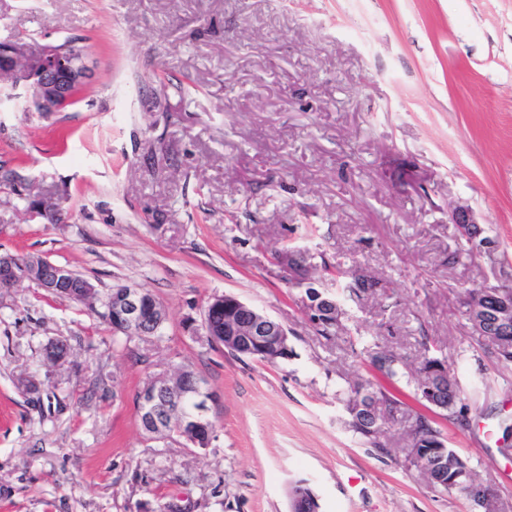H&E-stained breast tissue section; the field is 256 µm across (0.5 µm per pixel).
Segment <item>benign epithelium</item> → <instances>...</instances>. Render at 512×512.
Masks as SVG:
<instances>
[{
	"mask_svg": "<svg viewBox=\"0 0 512 512\" xmlns=\"http://www.w3.org/2000/svg\"><path fill=\"white\" fill-rule=\"evenodd\" d=\"M87 51L72 43L70 45L43 44L33 51L27 45L4 43L0 45V79L11 83V87L25 86L32 93L34 104L40 112H58L70 101L74 88L90 79ZM454 224L465 225V231L474 239L481 238V230L472 211L458 205L450 212ZM25 280L39 285L44 290L75 287L73 270L53 263L45 258L33 260L27 268L20 270L6 256H0V286L8 288ZM106 310L112 315L115 332L121 335L158 331L162 325L164 308L147 300L141 289L130 286L116 288L104 298ZM216 309L234 307L244 310L248 319L233 321L224 327L226 348L238 351L247 349L271 360L278 358L281 340L288 336L286 328L270 316L247 305L233 295H216L209 301ZM494 315L498 330L512 325V303L494 304ZM336 300L318 294V299L309 303L306 316L310 321L333 315ZM217 395L206 387L198 375L182 377L176 381L169 377L157 379L150 389L141 392L138 400L139 418L142 424L162 432L172 422L170 411H175L182 426L189 429L194 446L199 441L212 437L210 406L216 404ZM192 405L194 412L185 413V406Z\"/></svg>",
	"mask_w": 512,
	"mask_h": 512,
	"instance_id": "1",
	"label": "benign epithelium"
}]
</instances>
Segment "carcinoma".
<instances>
[{"mask_svg": "<svg viewBox=\"0 0 512 512\" xmlns=\"http://www.w3.org/2000/svg\"><path fill=\"white\" fill-rule=\"evenodd\" d=\"M379 286L375 279H364L363 282L352 280L340 284L342 293L358 300L367 292ZM486 289H466L460 295L462 315L469 316L474 306L483 305ZM55 296L88 305L90 311L97 315L107 325H112V317L108 316L104 307L97 306L100 299L90 295H83L73 289L60 288ZM345 311L342 306H336V317H326L323 323L316 327V331L324 338L329 339L332 333L342 325ZM241 313L235 315L224 314L216 320L205 319V334L209 345H224V320L239 319ZM484 352L493 356L501 363H512V332L507 336L478 335ZM370 363L380 374V379L368 384L364 388L366 394L361 398L355 397L356 386H349L343 403L350 416V427L371 446L379 449L386 448L382 443L385 430L390 423L399 419L409 422L408 436H416V452L409 458V463L423 468L428 474L430 483L437 485L446 492H455L464 495L473 501L483 512H502L497 501L500 496L493 491L484 500L472 495L470 488L477 483L474 472L458 453L447 446L441 430L435 422L421 414H412L406 409L403 400L404 393L398 383L405 382L410 388L414 399L420 400L429 395V389L435 388V407L446 412L450 419L456 414V406L460 401V391L453 374H448V384L441 385L440 375L436 369L443 367V363L432 357H426L419 366L410 368L402 357L391 350L377 351L372 347L365 349Z\"/></svg>", "mask_w": 512, "mask_h": 512, "instance_id": "1", "label": "carcinoma"}]
</instances>
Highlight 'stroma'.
Instances as JSON below:
<instances>
[{
	"label": "stroma",
	"instance_id": "obj_1",
	"mask_svg": "<svg viewBox=\"0 0 512 512\" xmlns=\"http://www.w3.org/2000/svg\"><path fill=\"white\" fill-rule=\"evenodd\" d=\"M77 39L91 78L40 112L0 99V254L150 291L143 342L32 283L0 288V512H475L404 460L405 424L366 444L349 383L363 347L453 371L441 421L482 483L512 495V364L484 357L459 292L512 283V0H0V41ZM61 198L66 220L29 217ZM492 241L469 254L450 210ZM381 286L335 337L306 317L329 271ZM281 322L292 355L236 357L200 334L212 296ZM65 361L45 358L49 342ZM190 365L218 396L206 448L140 426L147 373Z\"/></svg>",
	"mask_w": 512,
	"mask_h": 512
}]
</instances>
